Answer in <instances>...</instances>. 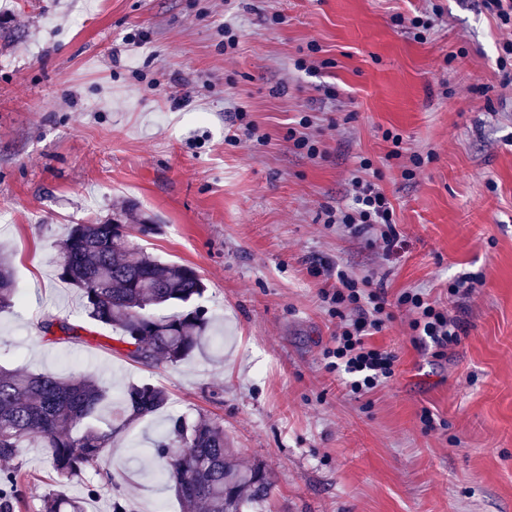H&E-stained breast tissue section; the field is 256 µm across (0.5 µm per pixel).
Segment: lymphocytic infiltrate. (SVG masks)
Wrapping results in <instances>:
<instances>
[{
	"mask_svg": "<svg viewBox=\"0 0 512 512\" xmlns=\"http://www.w3.org/2000/svg\"><path fill=\"white\" fill-rule=\"evenodd\" d=\"M352 187L351 205L329 212L328 223L354 236L371 234L383 251L394 252L400 233L388 196L379 185L357 175ZM335 276L334 283L320 291L323 303L337 318L332 344L323 352L324 368L342 378L351 396H369L394 377L396 355L375 346L371 338L394 320L396 311L406 312L415 341L440 348L458 342L459 324L423 289L408 288L391 299L383 287L353 278L344 267H337Z\"/></svg>",
	"mask_w": 512,
	"mask_h": 512,
	"instance_id": "lymphocytic-infiltrate-1",
	"label": "lymphocytic infiltrate"
}]
</instances>
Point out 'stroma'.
<instances>
[{
    "label": "stroma",
    "mask_w": 512,
    "mask_h": 512,
    "mask_svg": "<svg viewBox=\"0 0 512 512\" xmlns=\"http://www.w3.org/2000/svg\"><path fill=\"white\" fill-rule=\"evenodd\" d=\"M435 6L426 42L392 22ZM139 30L133 64L123 39ZM509 37L482 0H0V249L18 295L0 313V366L163 386L170 411L221 422L237 459L271 473L252 512H512V84L497 65ZM307 57L315 73L295 68ZM239 104L265 143L226 141ZM304 116L314 158L288 138ZM388 130L424 157L413 180ZM363 157L395 209L389 256L325 222L350 204ZM127 201L160 226L132 242L206 285L220 339L185 362L135 363L108 327L57 342L39 328L83 320L58 276L68 225ZM339 261L388 297L446 302L458 343L421 346L397 313L373 338L397 355L395 378L349 396L323 368L336 319L313 272ZM469 273L481 283L449 299ZM426 409L441 428L423 432ZM164 424L145 417L108 450L135 512H180L144 452ZM21 462L16 512L54 488L112 512L96 472L59 488L45 449Z\"/></svg>",
    "instance_id": "1"
}]
</instances>
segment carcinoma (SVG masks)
<instances>
[{
	"label": "carcinoma",
	"instance_id": "cac0c4a2",
	"mask_svg": "<svg viewBox=\"0 0 512 512\" xmlns=\"http://www.w3.org/2000/svg\"><path fill=\"white\" fill-rule=\"evenodd\" d=\"M72 224L59 243V278L80 291L86 321L110 326L127 345V357L151 366L177 364L210 339V318L196 305L206 285L195 268L162 261L129 242L122 218ZM13 267L0 253V312L15 306ZM46 335H77L78 326L48 317ZM168 393L147 382L112 395L98 375L77 372L67 379L52 373L0 368V512H14L23 498L22 449H48L59 484L83 481L90 470L117 489L123 475L107 467L114 437L134 421L163 410ZM157 470L183 512H243L269 499L274 481L262 465L241 466L229 448L224 425L184 415L168 419L155 443ZM40 512H86L77 497L49 492Z\"/></svg>",
	"mask_w": 512,
	"mask_h": 512
}]
</instances>
